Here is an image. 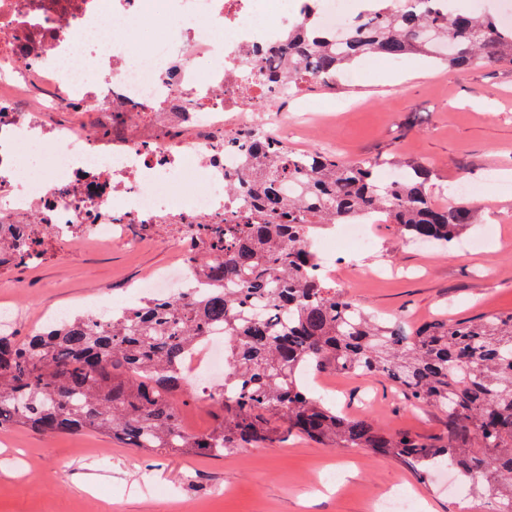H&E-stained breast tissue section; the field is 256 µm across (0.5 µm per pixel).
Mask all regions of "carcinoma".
I'll return each mask as SVG.
<instances>
[{
	"mask_svg": "<svg viewBox=\"0 0 512 512\" xmlns=\"http://www.w3.org/2000/svg\"><path fill=\"white\" fill-rule=\"evenodd\" d=\"M433 0H367L341 45L311 17L288 30V88L336 87L366 56L420 54L463 72L512 64V27L488 12L440 13ZM247 149L243 172L224 183L252 209L233 224H197L209 280L169 301L98 323L73 317L15 340L0 336V426L53 434L94 431L160 455L222 457L244 444L301 435L369 448L411 469L445 462L512 512V312L438 320L408 329L360 309L315 274V231L384 216L409 241L449 243L476 207L434 202L424 165L394 183L377 158L324 152L306 161L256 129L227 145ZM224 325V393L210 397L215 425L186 431L179 401L193 397L180 367L207 329ZM310 368L385 376L415 405L448 414V443L391 435L345 417L302 383Z\"/></svg>",
	"mask_w": 512,
	"mask_h": 512,
	"instance_id": "cac0c4a2",
	"label": "carcinoma"
}]
</instances>
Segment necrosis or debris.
I'll return each instance as SVG.
<instances>
[{"label": "necrosis or debris", "instance_id": "necrosis-or-debris-1", "mask_svg": "<svg viewBox=\"0 0 512 512\" xmlns=\"http://www.w3.org/2000/svg\"><path fill=\"white\" fill-rule=\"evenodd\" d=\"M146 0H0V239L28 224L137 251L157 224H176L185 258L142 289L164 301L193 283L189 262L196 223L229 224L245 211L242 195L212 187L241 171V151L225 138L262 127L283 142L299 113L280 108L269 83L275 47L313 13L320 28L343 35L357 0H167L160 33L142 53L114 42L88 54L105 20L143 22ZM261 62V71L244 61ZM100 72V80L88 77ZM270 113L259 121L254 105ZM39 152L42 164L28 158ZM340 243L321 246V272L345 265L367 227L344 224ZM224 331L212 329L187 356L186 378L203 392L224 389Z\"/></svg>", "mask_w": 512, "mask_h": 512}]
</instances>
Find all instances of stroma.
<instances>
[{"label": "stroma", "instance_id": "35a3bbf8", "mask_svg": "<svg viewBox=\"0 0 512 512\" xmlns=\"http://www.w3.org/2000/svg\"><path fill=\"white\" fill-rule=\"evenodd\" d=\"M342 83L340 91L305 88L316 110L289 145L323 142L347 160L428 165L439 204L462 178L496 199L460 232L484 237L474 252L461 251L459 241L423 246L373 225L370 246L346 254L353 275L342 288L364 311L411 325L512 311V193L500 188L512 177V66L453 73L421 55L373 57L355 63ZM176 232L157 225L131 254L93 240L66 246L43 230L36 262L0 254V305L18 312L14 335L27 336L54 312L77 316L94 301L112 308L133 299L141 280L176 264ZM321 378V395L338 413L417 438L448 434L445 412L395 396L384 378L331 371ZM398 488L420 512L497 509L472 485L450 491L394 457L309 438L206 459L158 456L92 432L0 429V512H371Z\"/></svg>", "mask_w": 512, "mask_h": 512}]
</instances>
